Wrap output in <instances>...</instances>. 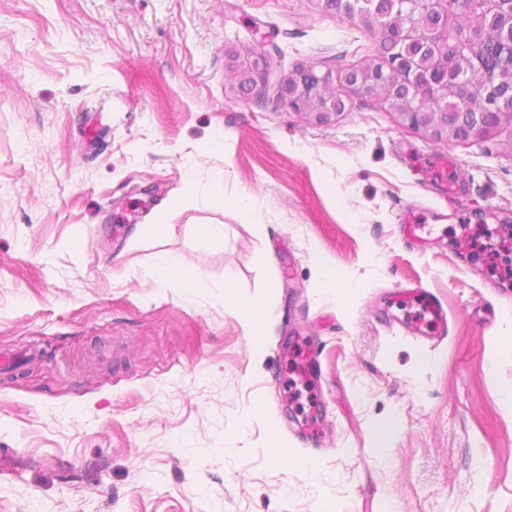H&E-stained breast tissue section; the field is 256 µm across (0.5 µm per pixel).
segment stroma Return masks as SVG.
I'll return each instance as SVG.
<instances>
[{"mask_svg":"<svg viewBox=\"0 0 512 512\" xmlns=\"http://www.w3.org/2000/svg\"><path fill=\"white\" fill-rule=\"evenodd\" d=\"M256 45L246 96L234 71ZM375 53L316 0H0V349L43 352L0 378V512H512V356L487 360L512 342L487 240L512 226V116L435 141L372 97L328 125L282 101L299 64ZM443 153L444 183L425 174ZM408 213L434 248L406 244ZM200 224L223 240L199 247ZM164 254L209 290L154 288ZM412 282L443 303L446 336L408 332L425 317L400 293ZM258 297L278 312L259 356ZM309 349L317 375L295 385ZM313 260L316 263L319 276L329 290L345 298L353 294L355 289L352 282L334 264L327 261L317 251L313 252ZM272 309L263 299H253L249 302L248 331L251 337L252 350L259 354L265 347L267 326L272 317Z\"/></svg>","mask_w":512,"mask_h":512,"instance_id":"35a3bbf8","label":"stroma"}]
</instances>
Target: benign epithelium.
<instances>
[{"label": "benign epithelium", "instance_id": "obj_1", "mask_svg": "<svg viewBox=\"0 0 512 512\" xmlns=\"http://www.w3.org/2000/svg\"><path fill=\"white\" fill-rule=\"evenodd\" d=\"M322 7L346 18H353L364 29L374 28L407 48L419 46L418 53H403L384 58L376 55L361 68L343 72L322 69L316 63L298 66L281 83V97L288 108L304 113L319 124H329L346 110L355 98L376 96L395 110L404 125L423 130L435 140L448 137L477 139L500 108L512 100V77L483 86L482 104L476 112H449L448 72L453 66L437 47L448 42V34L460 26L454 0H396L394 14L382 16L373 8V0H319ZM488 12L501 15L503 43L512 48V0H481ZM437 70L445 76L440 82L429 78ZM410 86L416 105L410 106L389 90L391 79Z\"/></svg>", "mask_w": 512, "mask_h": 512}]
</instances>
